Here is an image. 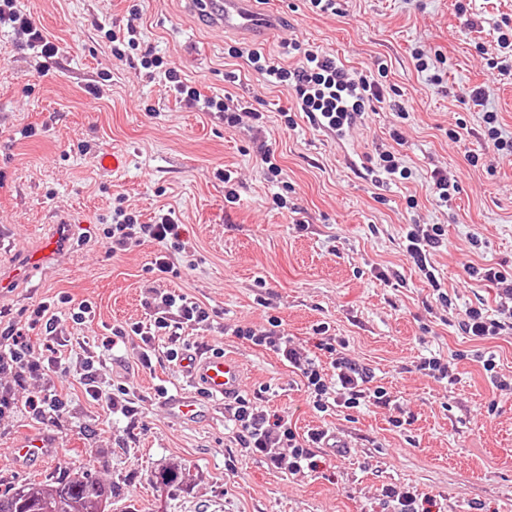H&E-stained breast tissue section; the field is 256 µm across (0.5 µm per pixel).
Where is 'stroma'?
<instances>
[{"label":"stroma","mask_w":512,"mask_h":512,"mask_svg":"<svg viewBox=\"0 0 512 512\" xmlns=\"http://www.w3.org/2000/svg\"><path fill=\"white\" fill-rule=\"evenodd\" d=\"M20 5L60 53L37 67L0 30V228L8 231L0 266L62 221L74 225L78 245L0 290V311L24 330L32 359L52 367L22 389L0 376V391L14 395L0 413V491L28 482L47 488L87 465L113 487L109 512H383L389 485L429 498L431 512H512V389L495 388L482 366L494 356L498 372L512 377V334L474 342L458 327L469 306L497 310V288L469 278L466 265L512 272V159L499 158L482 120L495 112L503 137L512 138V78L495 68L504 58L498 28L512 23V0H336L332 13L312 11L306 0H257L284 22L261 42L208 29L188 0ZM130 30L136 47L116 55L112 35ZM292 43L298 51H289ZM146 48L204 94H229V107L249 105L261 119L228 127L219 115L187 108L163 77L140 73ZM254 48L290 66L317 48L348 68L382 70L390 97L337 138L293 110L287 87L268 85L250 67L243 53ZM417 48L427 71L415 67ZM475 88L483 107L468 100ZM289 118L294 127H286ZM30 124L38 134L20 137ZM395 128L404 145L390 138ZM452 130L461 142L449 139ZM259 140L275 152L277 182L265 179ZM112 150L127 155L126 168L100 171L99 156ZM382 151L400 154L411 177L376 188L366 171ZM471 154L478 165L468 163ZM218 168L231 172L235 202H227ZM436 169L458 183L445 207L431 193ZM278 195L287 208H277ZM118 205L145 223L174 209L195 245L193 258L178 260L180 276L161 287L218 311L220 326L190 332L186 344L237 358L244 394L287 415L298 435L336 434L346 455L319 448L315 471L284 473L240 448L223 406L189 385L179 366L164 361L147 370L132 344L104 346L111 328L146 320V265L159 249L146 242L107 257L102 230ZM407 224L444 226V243L431 255L440 290L407 260ZM384 269L392 274L387 284L377 278ZM441 291L449 304L438 300ZM62 294L91 302L95 316L81 326L62 323L68 344L52 349L29 329L28 310ZM271 316L311 352L324 336L344 340L407 423L394 426L388 410L373 406L317 411L299 374L233 334ZM430 356L453 363L454 385L418 370ZM90 361L103 391L128 387L135 415L86 394ZM161 387L194 400L198 415L173 414L157 395ZM47 389L66 399L62 415L31 406ZM34 433L53 439V452L15 462L14 448ZM171 467L182 471L177 483H150Z\"/></svg>","instance_id":"35a3bbf8"}]
</instances>
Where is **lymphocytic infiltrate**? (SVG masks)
<instances>
[{
	"label": "lymphocytic infiltrate",
	"mask_w": 512,
	"mask_h": 512,
	"mask_svg": "<svg viewBox=\"0 0 512 512\" xmlns=\"http://www.w3.org/2000/svg\"><path fill=\"white\" fill-rule=\"evenodd\" d=\"M12 28L23 37L22 45L32 50L37 57H56L59 46L38 28L28 14L23 12L17 0H0V26ZM247 59L262 74L266 82L274 87L285 86L295 96L299 111L320 129L346 135L357 123L364 121L367 106L383 102L384 88L373 75L346 68L336 57L319 50L309 49L297 65H285L281 58L251 50ZM143 69H162L170 89L178 94L188 107L202 112L219 114L230 127L239 125L243 118L251 116L247 107L230 108L223 98L204 96L196 88L187 85L177 70L165 67L161 58L144 53L140 60ZM445 228L440 224L421 227L409 224L403 230V246L406 257L424 274L432 288L440 283L431 264V251L443 243ZM106 252L118 256L132 245L152 240L161 249L147 266L157 282L176 275L174 256H193V243L184 238L180 227L171 214H163L151 224L139 223L138 218L126 208L115 206L111 222L105 230ZM469 277L495 284L499 290L496 314H489L480 306L466 308L459 328L473 341H484L512 331V273L493 265L467 266ZM59 309L50 303L41 302L30 309L32 325L41 327L46 339L61 336L60 324L71 319L75 324L86 323L91 315L88 303L73 304L70 296H59ZM144 304L150 311L148 323L136 322L129 327H117L113 336L124 339L134 337L137 341V357L144 368H152L154 362L179 361L186 344L182 338L184 329L210 330L214 326L215 313L203 304L186 295L171 291L148 289ZM235 336L250 341L253 345L271 351L287 361L289 367L298 371L306 381V387L316 410L324 412L332 407L356 409L362 406L393 409L394 403L387 391L380 386H371V376L365 368L332 340L322 341L321 347L333 359L331 365L336 372L335 386H327L317 357L297 346L291 336L281 327L278 319L267 323L240 326ZM165 336L169 339L166 350H157L155 340ZM46 368L33 360L29 345L18 328L0 319V375L13 377L16 384H23L25 376L45 374ZM227 410L234 425L235 438L239 445L251 453L264 456L275 468L297 475L316 468L313 450L322 444L325 431L310 430L305 439H298L288 424L287 418L269 414L260 402L244 396L228 405Z\"/></svg>",
	"instance_id": "1"
}]
</instances>
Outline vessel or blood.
Masks as SVG:
<instances>
[{"instance_id": "1", "label": "vessel or blood", "mask_w": 512, "mask_h": 512, "mask_svg": "<svg viewBox=\"0 0 512 512\" xmlns=\"http://www.w3.org/2000/svg\"><path fill=\"white\" fill-rule=\"evenodd\" d=\"M191 6L221 31H239L253 39L263 40L279 29L276 15L260 12L256 0H192ZM73 246L69 225H55L51 237L44 240L42 248L14 268L12 274L16 277L27 276L31 267L64 254ZM181 368L209 397L224 403H232L242 390L240 364L224 354L190 348L184 353ZM49 446L47 438L35 436L20 442L14 454L27 460L43 458L48 455Z\"/></svg>"}]
</instances>
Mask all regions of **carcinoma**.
Listing matches in <instances>:
<instances>
[{"mask_svg": "<svg viewBox=\"0 0 512 512\" xmlns=\"http://www.w3.org/2000/svg\"><path fill=\"white\" fill-rule=\"evenodd\" d=\"M112 487L85 470L51 488L20 484L0 494V512H107Z\"/></svg>", "mask_w": 512, "mask_h": 512, "instance_id": "obj_1", "label": "carcinoma"}]
</instances>
